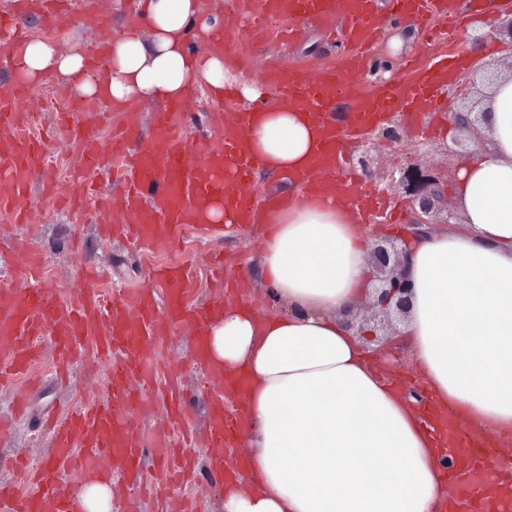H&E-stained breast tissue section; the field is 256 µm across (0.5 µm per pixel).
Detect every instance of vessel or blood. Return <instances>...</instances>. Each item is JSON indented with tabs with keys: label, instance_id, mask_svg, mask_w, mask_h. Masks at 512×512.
<instances>
[{
	"label": "vessel or blood",
	"instance_id": "vessel-or-blood-1",
	"mask_svg": "<svg viewBox=\"0 0 512 512\" xmlns=\"http://www.w3.org/2000/svg\"><path fill=\"white\" fill-rule=\"evenodd\" d=\"M450 9V0H388L382 16L372 0H235L233 15L211 33L204 50L252 65L257 42L290 45L301 38L295 23L301 12L336 35L342 50L331 64L254 68L253 75L272 88L275 102L295 107L322 129L303 186L321 201L343 197L359 213L374 196L352 179L336 182L344 145L324 116L335 100L351 94L356 100L349 125L360 131L394 112L414 123L420 113L442 109L444 89L464 77L463 68L438 48ZM32 10L53 29L75 18L77 0H15L13 10L0 13V68L27 40L24 17ZM386 16L422 26L423 41L403 60L402 83L368 90L361 79ZM45 95V88L20 80L0 97V219L31 223L43 203L65 209L79 225L87 208L96 207L103 219L101 236L122 237L131 251L151 260V277L138 288L109 289L108 270L83 268L74 286L61 292L45 274V254L28 238L15 240L17 280L0 283V389L12 387L16 394L11 415L0 418V444L12 440L16 420L29 414V394L43 384L36 368L45 348L54 353L55 381H62L79 357L104 371L105 379L100 397L39 418V427L50 433L51 462L34 469L27 460H15L14 482L0 483V512H76L79 483L102 477L136 485L156 512H204L202 501L188 492L201 443L176 385L178 375L157 361L156 352L175 327L186 328L194 335L189 364L212 372L206 336L224 309V252L210 251L202 278L177 255L186 231H207L202 218L213 204H220L231 223H256L261 204L250 182L253 160L244 138L252 114L242 111L233 89H225L209 134L192 142L184 135V100L169 101L152 113V135L142 143L138 105L99 111L83 101L77 111L59 116L67 173L47 178L42 171L51 145L35 132L39 112L47 107ZM37 182L43 185L38 204L29 195ZM204 283L211 291L208 303L196 300ZM212 374L203 444L213 474L220 476L224 451L234 447L238 433L224 413V399L243 378ZM159 405L166 408L165 424L142 431L143 419ZM497 446L492 435L458 436L445 478L459 493V512H512V500L495 494L498 485L512 481V469L483 468L485 460L495 458ZM147 455L154 462L150 470L143 466Z\"/></svg>",
	"mask_w": 512,
	"mask_h": 512
}]
</instances>
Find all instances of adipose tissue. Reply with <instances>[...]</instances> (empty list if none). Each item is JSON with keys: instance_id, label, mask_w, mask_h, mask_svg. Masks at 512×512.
I'll use <instances>...</instances> for the list:
<instances>
[{"instance_id": "1", "label": "adipose tissue", "mask_w": 512, "mask_h": 512, "mask_svg": "<svg viewBox=\"0 0 512 512\" xmlns=\"http://www.w3.org/2000/svg\"><path fill=\"white\" fill-rule=\"evenodd\" d=\"M138 10L146 27L120 28L107 78L89 76L80 53L42 41L18 50L12 75L35 87L55 75L117 104L223 88L222 57L188 47L190 31L217 26L201 0H140ZM240 99L256 112L245 137L263 171H306L316 128L256 82L242 83ZM486 107L493 148L466 159L454 185L461 229L409 241L406 347L444 436L418 419L416 393L389 383L392 358L341 319L367 297L372 235L347 223L344 203L304 199L276 214L259 259L280 314L232 303L210 330L213 363L248 379L236 451L244 466L222 491L224 512H446L438 472L457 433L490 430L512 445V78Z\"/></svg>"}]
</instances>
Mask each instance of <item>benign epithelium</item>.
I'll use <instances>...</instances> for the list:
<instances>
[{
  "instance_id": "obj_1",
  "label": "benign epithelium",
  "mask_w": 512,
  "mask_h": 512,
  "mask_svg": "<svg viewBox=\"0 0 512 512\" xmlns=\"http://www.w3.org/2000/svg\"><path fill=\"white\" fill-rule=\"evenodd\" d=\"M499 76L497 66L481 61L469 75L468 82L472 87L478 84L490 86ZM481 103L482 99L479 98L452 110L455 123L464 132V137L455 138L449 143L444 141L438 146V151L445 157L461 161L484 144L480 126L484 123L485 111ZM379 140L397 145L406 155L417 153L420 145L409 140L395 124L372 127L359 138L358 154L350 161V165L364 176L379 178L389 197L402 198L407 204L404 236L389 237L379 232L385 219L381 215L372 219L373 244L369 261L375 270L377 285L365 305L373 316L380 318L383 335L398 338L401 333L396 327L395 316H406L410 298L407 238L461 223L455 202L448 199V187L455 179L457 165L452 163L439 169L409 163L375 170L372 167L373 150ZM343 317L353 334L359 336L368 331V318L360 311L348 310Z\"/></svg>"
}]
</instances>
